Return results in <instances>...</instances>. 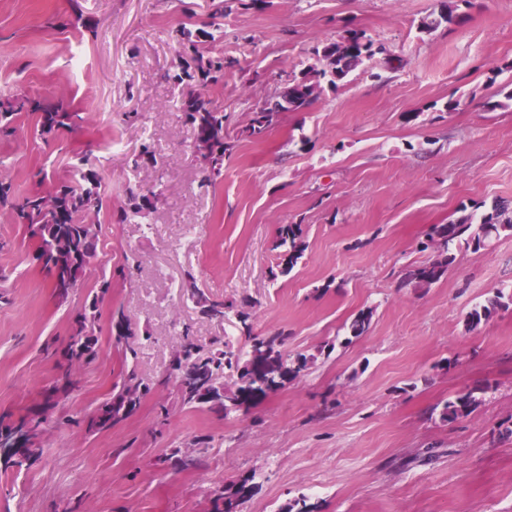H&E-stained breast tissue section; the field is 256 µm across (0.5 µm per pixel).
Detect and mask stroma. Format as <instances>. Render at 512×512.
Returning a JSON list of instances; mask_svg holds the SVG:
<instances>
[{"mask_svg": "<svg viewBox=\"0 0 512 512\" xmlns=\"http://www.w3.org/2000/svg\"><path fill=\"white\" fill-rule=\"evenodd\" d=\"M447 0H271L258 11L189 0L195 21L224 33L239 58L208 94L238 143L212 185L200 183L182 118L178 0H0V99L59 98L75 131L0 136V177L46 193L94 157L103 174L96 257L83 288L59 303L22 225L0 211V416L38 405L62 373L70 316L111 280L98 304V356L73 366L30 469L0 473V512H209L214 492L243 477L239 512H279L306 496L315 512H512V308L477 330L468 313L512 289V235L453 248L426 288L404 285L428 261L434 224L461 207L512 200V0H472L463 24L419 25ZM384 44L305 112L284 113L259 140L254 105L299 73L323 40L347 29ZM456 101L448 109V101ZM496 109H489V102ZM149 146L156 162L133 168ZM158 192L125 223L111 211L127 186ZM302 225L308 248L285 276L273 245ZM211 297H251L255 334L284 330L289 357L317 354L303 376L246 411L180 407L170 361L185 337L203 351L248 347L233 315L203 318L179 291L185 274ZM135 323L136 358L110 333L114 310ZM371 311L368 333L348 326ZM134 370L148 393L136 412L91 435L87 416ZM480 386L469 416L434 409ZM200 444L197 466L170 459Z\"/></svg>", "mask_w": 512, "mask_h": 512, "instance_id": "35a3bbf8", "label": "stroma"}]
</instances>
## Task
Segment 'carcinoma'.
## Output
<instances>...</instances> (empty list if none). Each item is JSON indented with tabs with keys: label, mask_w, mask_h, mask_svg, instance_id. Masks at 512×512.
<instances>
[{
	"label": "carcinoma",
	"mask_w": 512,
	"mask_h": 512,
	"mask_svg": "<svg viewBox=\"0 0 512 512\" xmlns=\"http://www.w3.org/2000/svg\"><path fill=\"white\" fill-rule=\"evenodd\" d=\"M460 22L456 7L448 4L438 15L430 14L421 21V29L430 32L442 24L455 25ZM183 51L180 54L179 72L171 75L174 81L185 84L188 90L182 100L184 122L194 131V142L201 145V183L209 184L212 176L221 172L224 159L236 152L237 144L226 133L227 117L224 110L214 105L206 96L205 89L224 80V74L239 66V60L222 53L215 55L204 49L203 40L215 41L213 34L203 27L191 30L186 26L178 29ZM385 47L376 43L357 29H349L337 40H326L313 49L315 63L288 82V86L266 106L251 113L249 136L260 139L279 123L284 112H301L321 99L324 85L337 88L357 67L378 54ZM30 112L36 117L41 134H50L60 129H71L79 125L82 116L71 111L61 100L34 99L20 95L6 103H0V132L16 135L13 116ZM156 194L142 191L134 186L127 189L126 206L110 215L116 224L155 207ZM103 206L101 177L88 158L81 159L77 177L60 181L45 195L20 196L12 182L0 178V209L8 212L17 224L26 225L36 241V259L51 274V287L55 295L65 301L82 287L86 271L96 256V236L92 217L98 215ZM512 235V204L499 201L488 213L463 215L446 224H435L429 233V243L434 255L427 262L406 273L403 284L428 287L437 282L453 261L451 247L464 242L476 249L490 246L501 235ZM275 248L280 273H290L303 257L307 244L300 224H283L278 228ZM187 299L195 304L199 314L207 319L224 320L225 309H236L237 329L251 337L245 350L237 352L216 350L204 355L207 362L216 368L227 369L234 374L230 385L218 389L189 378L179 380L185 362L190 356L172 357V374L180 403L184 407L202 408L214 412L248 410L258 400L276 394L309 369L313 358L299 355L292 359L282 346L283 333L272 336H252V301L243 298L239 304H225L222 300L208 296L196 286L192 274H187ZM512 307V292L500 290L468 313L467 324L475 329L488 321L500 310ZM372 311H361L350 322L348 330L352 339L362 337L369 329ZM96 304L77 311L71 321V336L63 357L68 365L89 364L97 357ZM111 330L118 339H129L135 335L130 318L121 312L111 317ZM73 381L65 373L62 383L46 389L44 400L31 415L16 421L0 418V442L15 450L0 456V470L10 468L27 469L35 466L44 453L38 443V430L46 422L47 415L57 406L59 395L68 391ZM484 389L474 387L444 403L440 419L452 422L470 415L481 403ZM145 391L134 372L129 371L119 389L104 404L97 416L88 421L89 429H108L128 418L139 406ZM247 480L234 482L224 493L211 500L210 512H231V507Z\"/></svg>",
	"instance_id": "obj_1"
}]
</instances>
